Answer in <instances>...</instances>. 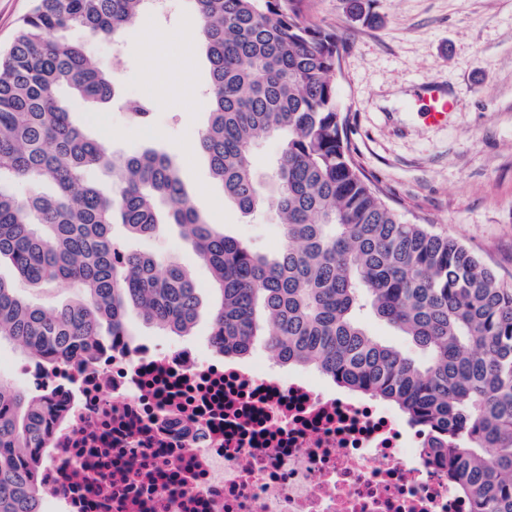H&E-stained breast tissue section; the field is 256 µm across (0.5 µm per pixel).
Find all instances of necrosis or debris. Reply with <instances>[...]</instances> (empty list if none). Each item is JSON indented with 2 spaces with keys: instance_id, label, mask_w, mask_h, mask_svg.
<instances>
[{
  "instance_id": "necrosis-or-debris-1",
  "label": "necrosis or debris",
  "mask_w": 512,
  "mask_h": 512,
  "mask_svg": "<svg viewBox=\"0 0 512 512\" xmlns=\"http://www.w3.org/2000/svg\"><path fill=\"white\" fill-rule=\"evenodd\" d=\"M18 370L53 398L55 512H465L427 432L303 375L124 336Z\"/></svg>"
}]
</instances>
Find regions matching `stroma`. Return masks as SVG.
Returning <instances> with one entry per match:
<instances>
[{
    "label": "stroma",
    "mask_w": 512,
    "mask_h": 512,
    "mask_svg": "<svg viewBox=\"0 0 512 512\" xmlns=\"http://www.w3.org/2000/svg\"><path fill=\"white\" fill-rule=\"evenodd\" d=\"M305 20L336 33L344 44L335 75L338 100L349 117V147L371 185L410 223L464 244L512 288V0H372L356 15L350 0H301ZM192 0H166L163 14L143 13L129 24L120 49H92L99 67L118 83L121 98L93 112L74 113L76 124L116 154L152 146L176 162L187 190L207 221L263 254L281 244L278 225L257 222L224 201L212 179L199 137L209 120L208 64L199 39L189 37ZM167 32L188 58L176 81L196 83L187 100L154 104L131 123L122 101L151 95L149 69L163 58L135 51L149 30ZM427 83L454 101L448 123L428 124L414 97ZM128 249L178 260L191 273L201 309L190 334L177 336L130 311L133 335L210 351L211 314L217 297L209 268L177 230L130 238Z\"/></svg>",
    "instance_id": "stroma-1"
}]
</instances>
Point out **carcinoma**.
<instances>
[{
	"mask_svg": "<svg viewBox=\"0 0 512 512\" xmlns=\"http://www.w3.org/2000/svg\"><path fill=\"white\" fill-rule=\"evenodd\" d=\"M210 64L212 110L198 146L246 216L281 228L273 256L216 231L171 157L122 155L72 120L112 102L117 84L90 45L117 47L152 0H36L0 52V261L29 288L57 281L80 295L52 310L0 278V342L50 365L90 360L104 338L126 336L128 310L178 335L200 300L175 259L120 248L113 225L136 236L178 226L213 274L210 343L251 353L267 337L283 364L394 404L431 435L453 490L473 512H512V289L463 244L411 224L355 164L334 76L343 45L308 25L299 0H194ZM140 123L152 103L128 100ZM275 137L265 171L254 153ZM112 176L102 190L97 172ZM396 328L416 359L376 339L366 314ZM49 401L0 379V512H43L36 480Z\"/></svg>",
	"mask_w": 512,
	"mask_h": 512,
	"instance_id": "obj_1",
	"label": "carcinoma"
}]
</instances>
